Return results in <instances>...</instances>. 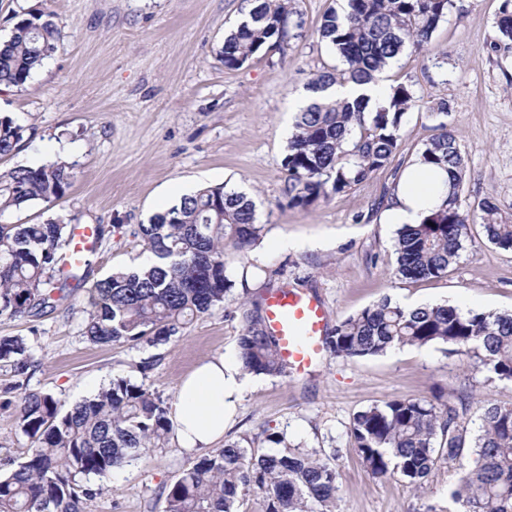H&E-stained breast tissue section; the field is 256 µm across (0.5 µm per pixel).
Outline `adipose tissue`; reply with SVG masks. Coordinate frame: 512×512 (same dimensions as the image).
I'll list each match as a JSON object with an SVG mask.
<instances>
[{"label": "adipose tissue", "instance_id": "adipose-tissue-1", "mask_svg": "<svg viewBox=\"0 0 512 512\" xmlns=\"http://www.w3.org/2000/svg\"><path fill=\"white\" fill-rule=\"evenodd\" d=\"M449 174L412 160L395 185L385 211L389 224H418L447 194ZM249 386L239 363L217 355L198 365L178 383L171 408L174 438L189 452L210 449L224 435L232 397Z\"/></svg>", "mask_w": 512, "mask_h": 512}]
</instances>
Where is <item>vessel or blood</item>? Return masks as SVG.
<instances>
[{
  "mask_svg": "<svg viewBox=\"0 0 512 512\" xmlns=\"http://www.w3.org/2000/svg\"><path fill=\"white\" fill-rule=\"evenodd\" d=\"M96 246L92 226L76 227L71 253L80 256ZM266 321L276 336L280 354L289 372L304 374L322 358L328 333L327 310L314 296L294 289H281L266 300Z\"/></svg>",
  "mask_w": 512,
  "mask_h": 512,
  "instance_id": "vessel-or-blood-1",
  "label": "vessel or blood"
}]
</instances>
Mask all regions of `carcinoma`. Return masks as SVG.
I'll return each instance as SVG.
<instances>
[{
  "instance_id": "cac0c4a2",
  "label": "carcinoma",
  "mask_w": 512,
  "mask_h": 512,
  "mask_svg": "<svg viewBox=\"0 0 512 512\" xmlns=\"http://www.w3.org/2000/svg\"><path fill=\"white\" fill-rule=\"evenodd\" d=\"M454 0H343L327 10L317 29L340 66L316 73L307 89L335 83L377 82L389 61L405 49L422 50L453 8ZM294 0H253L246 17L224 36V67L238 69L259 52H282L293 37ZM499 38L512 41V0L496 19ZM58 24L28 11L0 43V85L21 88L56 51ZM415 105L411 86L388 87L382 102L313 101L297 113L282 165L288 205L306 208L331 194L350 191L393 160L407 112ZM441 119L438 133L418 150L422 163L450 174L448 194L419 224L397 229V274L428 280L447 274L479 221L485 240L512 250V221L496 198L465 209L466 163L456 135L442 118L448 102L430 110ZM25 129L0 115V158L13 154ZM64 161L0 171V317H35L55 306L57 295L89 277L87 254L64 269L74 226L62 218L40 224L3 219L36 204L61 198L72 184ZM255 206L223 185L185 195L180 202L138 224L130 234L155 258L148 268H120L87 292L84 336L96 344L158 346L190 321L224 305L232 288L224 250L243 251L259 239ZM237 339L242 368L270 377L287 373L276 337L259 303L243 312ZM326 348L338 356L369 359L404 347L441 345L450 354L475 353L499 379L512 382V314L467 310L446 303L409 308L389 297L336 324ZM16 376L31 367L22 336H0V367ZM459 409L440 396L397 397L357 412L350 438L362 465L375 476H392L411 492L424 490L442 464L456 470L449 498L453 510L436 504L424 512H512V404L483 407L479 433L470 437ZM18 427L30 440L26 456L0 474V512H86L100 493L91 479L135 460H149L164 446L173 426L166 402L125 378L64 410L50 394L23 392ZM336 454L294 448L257 455L239 442L224 444L186 466L165 490L164 512H337Z\"/></svg>"
}]
</instances>
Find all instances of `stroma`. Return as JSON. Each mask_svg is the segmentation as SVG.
<instances>
[{"instance_id":"35a3bbf8","label":"stroma","mask_w":512,"mask_h":512,"mask_svg":"<svg viewBox=\"0 0 512 512\" xmlns=\"http://www.w3.org/2000/svg\"><path fill=\"white\" fill-rule=\"evenodd\" d=\"M501 3L455 0L428 48L400 56L386 81L411 84L416 104L394 160L350 192L300 208L288 204L282 160L295 103L313 73L336 63L316 29L339 0H299L304 29L285 53L232 70L220 51L248 0H0V40L30 9L52 14L61 27L56 52L24 87H0V114L25 129L0 168L62 160L74 172L60 200L15 213L10 223L74 216L110 227L93 257L94 281L138 263L145 247L127 227L148 223L182 191L223 184L245 193L262 226L252 247L225 252L234 286L223 307L168 344L90 342L82 288L41 316L0 318V336L25 337L33 361L20 377L0 368V471L20 461L29 444L18 428L20 391L51 394L67 407L122 377L173 401L179 380L201 360L235 358L247 298L297 288L324 302L332 326L386 296L409 306L445 301L464 311H512V250L487 243L479 225L446 276L412 281L394 274L397 227L384 220L403 169L435 133L429 106L436 98L448 101V127L467 164L466 201L492 195L512 214V44L498 41ZM280 238L285 246H277ZM435 393L466 404L474 435L482 407L512 403V382L440 345L404 346L365 360L327 353L305 376L254 377L233 401L224 438L261 454L271 448L268 434L277 432L291 445L335 451L339 512L447 508L455 469L438 468L417 497L394 478L368 474L349 438L356 412ZM194 459L168 440L150 461L100 479L87 512H163V488Z\"/></svg>"}]
</instances>
